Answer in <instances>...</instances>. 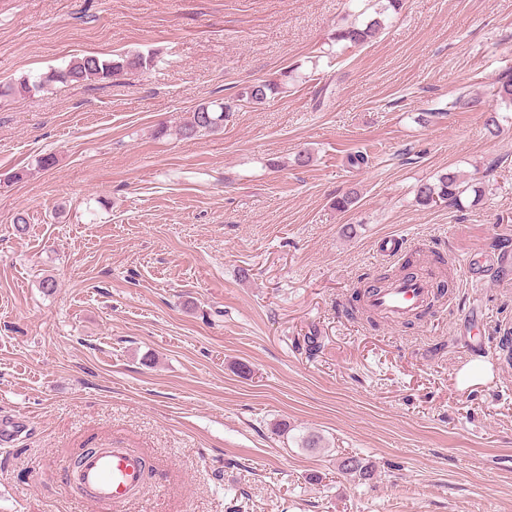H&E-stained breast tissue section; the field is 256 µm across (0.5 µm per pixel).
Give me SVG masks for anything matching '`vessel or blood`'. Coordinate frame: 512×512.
Returning a JSON list of instances; mask_svg holds the SVG:
<instances>
[{
    "mask_svg": "<svg viewBox=\"0 0 512 512\" xmlns=\"http://www.w3.org/2000/svg\"><path fill=\"white\" fill-rule=\"evenodd\" d=\"M434 270L387 281L367 295L366 306L392 325L416 319L431 303ZM141 456L109 441L83 451L74 478L95 502L112 508L128 502L141 487Z\"/></svg>",
    "mask_w": 512,
    "mask_h": 512,
    "instance_id": "b4317fda",
    "label": "vessel or blood"
}]
</instances>
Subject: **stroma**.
<instances>
[{
	"mask_svg": "<svg viewBox=\"0 0 512 512\" xmlns=\"http://www.w3.org/2000/svg\"><path fill=\"white\" fill-rule=\"evenodd\" d=\"M358 15L350 0H0V85L84 54L154 57L0 96V415L28 423L0 447V512H105L70 475L105 439L155 472L124 512H512V361L476 349L512 329V251L496 246L512 240V109L484 126L512 73V0H403L369 44L332 42ZM288 69L223 131L176 135L197 104ZM356 151L368 164L349 165ZM450 170L478 179L480 204L417 205ZM391 236L458 264L453 305L411 327L352 314L354 283L398 267ZM471 300L482 327L457 310ZM475 360L488 377L460 384ZM346 456L371 477L340 473Z\"/></svg>",
	"mask_w": 512,
	"mask_h": 512,
	"instance_id": "stroma-1",
	"label": "stroma"
}]
</instances>
